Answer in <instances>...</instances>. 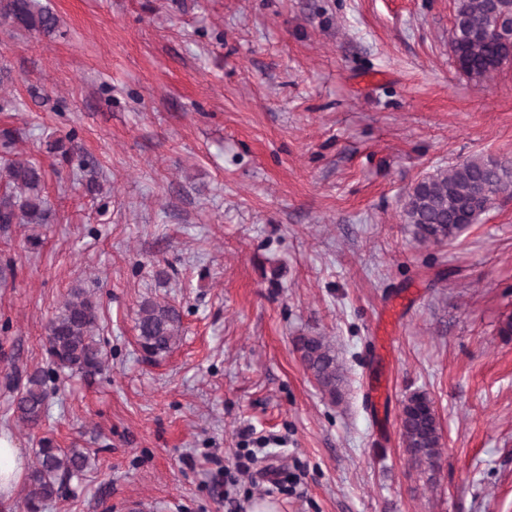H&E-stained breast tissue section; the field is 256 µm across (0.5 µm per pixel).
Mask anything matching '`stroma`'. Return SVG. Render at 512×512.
Here are the masks:
<instances>
[{"instance_id":"stroma-1","label":"stroma","mask_w":512,"mask_h":512,"mask_svg":"<svg viewBox=\"0 0 512 512\" xmlns=\"http://www.w3.org/2000/svg\"><path fill=\"white\" fill-rule=\"evenodd\" d=\"M43 2L55 37L0 22V133L53 215L0 224V429L25 463L48 436L95 464L42 512H512V195L444 245L402 218L425 175L512 161V63L458 73L454 0ZM73 288L103 364L49 385L30 430L13 400ZM146 296L183 314L156 362ZM311 331L339 403L294 349ZM415 391L442 430L431 477L400 438ZM136 320V342L148 361L165 357L183 339L182 314L171 302L143 297ZM294 348L318 389L332 402L339 400L342 395L343 371L329 338L321 334L297 336Z\"/></svg>"}]
</instances>
